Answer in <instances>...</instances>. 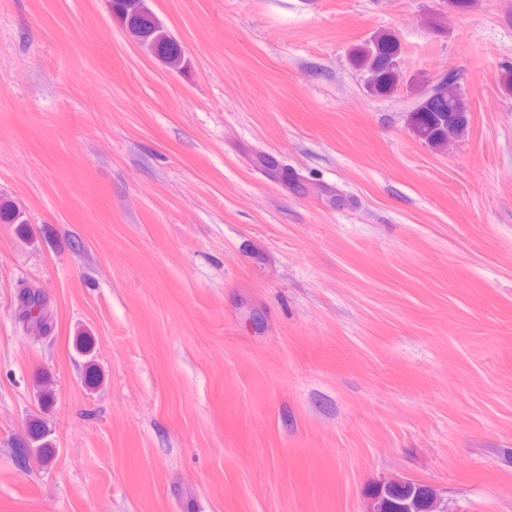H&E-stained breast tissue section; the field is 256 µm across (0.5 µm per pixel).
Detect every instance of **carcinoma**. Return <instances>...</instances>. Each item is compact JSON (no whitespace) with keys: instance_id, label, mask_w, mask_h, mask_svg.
Returning <instances> with one entry per match:
<instances>
[{"instance_id":"obj_1","label":"carcinoma","mask_w":512,"mask_h":512,"mask_svg":"<svg viewBox=\"0 0 512 512\" xmlns=\"http://www.w3.org/2000/svg\"><path fill=\"white\" fill-rule=\"evenodd\" d=\"M112 14L121 22L127 34L144 50L170 67L185 65L180 42L149 10L145 0H110ZM401 54L398 39L382 31L369 41L355 48L352 58L363 72L368 90L377 96L394 93L402 80L396 61ZM414 103L408 110V124L415 135L435 149H445L448 143L462 136L469 124L466 105L459 77L448 73L427 97L423 89L415 90ZM0 223L24 224V212L8 198H0ZM14 317L22 330L37 338L47 337L54 331L55 318L46 293L38 286L18 289ZM44 422L30 419L28 447L35 449V457L47 456L50 441ZM373 512H448V508L425 485L412 481H386L372 491Z\"/></svg>"}]
</instances>
